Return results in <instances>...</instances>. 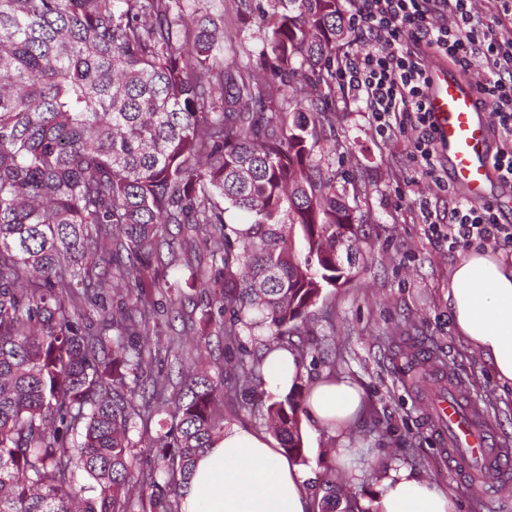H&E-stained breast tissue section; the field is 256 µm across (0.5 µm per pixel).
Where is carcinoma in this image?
Segmentation results:
<instances>
[{"instance_id": "carcinoma-1", "label": "carcinoma", "mask_w": 512, "mask_h": 512, "mask_svg": "<svg viewBox=\"0 0 512 512\" xmlns=\"http://www.w3.org/2000/svg\"><path fill=\"white\" fill-rule=\"evenodd\" d=\"M210 2L0 0V512H131L136 489L179 512L224 431L217 398L257 384L260 364L222 393L189 357L179 382L130 387L157 361L159 298L174 311L184 288L209 296L229 350L242 328L282 343L350 279L336 244L359 225L313 159L335 125L340 0H241L261 49L230 66ZM169 406L170 428L150 435ZM300 406L287 396L267 414L304 464ZM138 425L163 485L132 467Z\"/></svg>"}]
</instances>
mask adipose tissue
<instances>
[{"instance_id":"obj_1","label":"adipose tissue","mask_w":512,"mask_h":512,"mask_svg":"<svg viewBox=\"0 0 512 512\" xmlns=\"http://www.w3.org/2000/svg\"><path fill=\"white\" fill-rule=\"evenodd\" d=\"M448 311L459 335L481 353L500 384L512 388V268L490 252L473 250L450 271ZM264 387L288 393L302 367L297 353L276 348L262 358ZM364 408L361 386L347 377L313 384L306 416L327 431H346ZM311 468L291 461L272 437L232 424L197 458L182 489L181 512H311ZM370 512H455L434 482L412 470L390 471Z\"/></svg>"}]
</instances>
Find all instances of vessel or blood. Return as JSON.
Listing matches in <instances>:
<instances>
[{"label":"vessel or blood","mask_w":512,"mask_h":512,"mask_svg":"<svg viewBox=\"0 0 512 512\" xmlns=\"http://www.w3.org/2000/svg\"><path fill=\"white\" fill-rule=\"evenodd\" d=\"M429 78L428 107L438 128L436 148L448 166L449 180L472 202L490 200L496 175L488 114L479 107L470 82L448 64L432 60ZM427 395L452 470L476 481L495 478L502 485L512 484V449L487 424L478 405L463 396L461 385L448 383L440 374L431 380Z\"/></svg>","instance_id":"b4317fda"}]
</instances>
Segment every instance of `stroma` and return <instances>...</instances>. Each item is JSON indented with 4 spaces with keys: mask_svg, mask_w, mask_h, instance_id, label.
<instances>
[{
    "mask_svg": "<svg viewBox=\"0 0 512 512\" xmlns=\"http://www.w3.org/2000/svg\"><path fill=\"white\" fill-rule=\"evenodd\" d=\"M237 6V0L217 4L224 13L222 55L228 64L259 50V18L242 23ZM331 98L336 126L323 134L314 156L323 170L335 173L337 193L362 219L357 237L361 255L352 279L323 289L302 335L289 337L288 343L302 353V389L325 375H343L362 387L366 405L348 432L338 436L301 419L308 464L317 474L313 497L325 494L329 473L348 474L353 481L336 512H345L351 497L360 502L359 512H370L365 503L377 493L381 479L405 467L448 491L456 512H512V497L501 498L488 485L449 473L448 456L426 424V392L405 373L410 347L434 353L512 442V391L498 384L458 335L448 313V272L459 256L449 253L446 242L429 239L424 225L414 219V189L442 204L448 195L426 182L413 187L407 137L380 141L366 114L346 104L340 88H333ZM208 302L205 294L190 290L182 299L180 316L161 311L162 333L151 339L159 360L145 368V375L176 370L175 357L165 348L170 335L185 330L191 335L188 352H201L215 383L232 384L236 367L260 360L267 337L244 329L234 349L225 350L216 326L201 321ZM273 400L270 394H241L225 403L224 418L232 424L265 426L266 407Z\"/></svg>",
    "mask_w": 512,
    "mask_h": 512,
    "instance_id": "1",
    "label": "stroma"
}]
</instances>
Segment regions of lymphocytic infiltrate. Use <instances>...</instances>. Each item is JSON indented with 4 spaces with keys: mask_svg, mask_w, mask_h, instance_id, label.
Here are the masks:
<instances>
[{
    "mask_svg": "<svg viewBox=\"0 0 512 512\" xmlns=\"http://www.w3.org/2000/svg\"><path fill=\"white\" fill-rule=\"evenodd\" d=\"M349 24L370 48L343 52L332 74L348 98L367 112L374 133L390 139L412 131L407 153L416 180L447 191L451 207L439 212L423 193L413 210L428 238L449 251L491 245L512 252V222L492 204H475L450 190L437 154L436 129L427 108L428 61L438 56L459 71L482 61L479 105L489 112L497 145L493 165L512 187V0H347Z\"/></svg>",
    "mask_w": 512,
    "mask_h": 512,
    "instance_id": "f902f5d3",
    "label": "lymphocytic infiltrate"
}]
</instances>
